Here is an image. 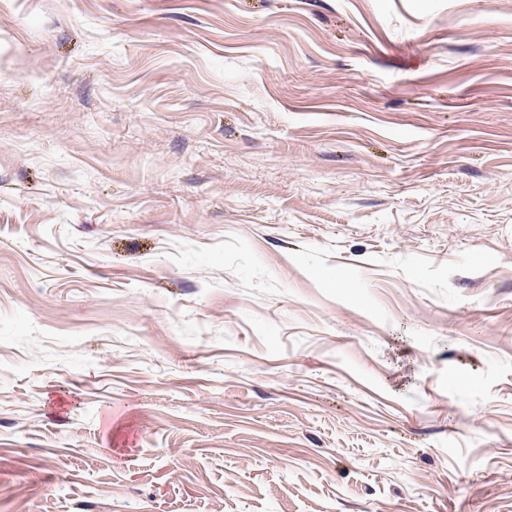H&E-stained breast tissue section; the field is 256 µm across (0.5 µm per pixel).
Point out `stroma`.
Returning a JSON list of instances; mask_svg holds the SVG:
<instances>
[{"mask_svg": "<svg viewBox=\"0 0 512 512\" xmlns=\"http://www.w3.org/2000/svg\"><path fill=\"white\" fill-rule=\"evenodd\" d=\"M0 512H512V0H0Z\"/></svg>", "mask_w": 512, "mask_h": 512, "instance_id": "obj_1", "label": "stroma"}]
</instances>
